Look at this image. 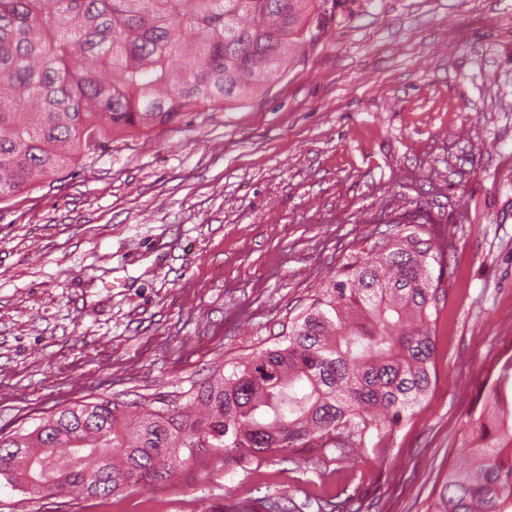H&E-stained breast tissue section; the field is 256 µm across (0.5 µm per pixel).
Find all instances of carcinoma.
<instances>
[{
  "label": "carcinoma",
  "mask_w": 512,
  "mask_h": 512,
  "mask_svg": "<svg viewBox=\"0 0 512 512\" xmlns=\"http://www.w3.org/2000/svg\"><path fill=\"white\" fill-rule=\"evenodd\" d=\"M328 0H0V201L77 164L116 136L147 134L264 88L305 44ZM382 253L354 251L273 347L129 419L109 399L76 403L30 432L0 434V477L44 497L144 484L197 449L251 455L391 431L435 376L444 251L401 224ZM512 356L468 416L464 463L430 512H512ZM317 512H359L319 499Z\"/></svg>",
  "instance_id": "obj_1"
}]
</instances>
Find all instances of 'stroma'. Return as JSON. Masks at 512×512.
<instances>
[{
	"mask_svg": "<svg viewBox=\"0 0 512 512\" xmlns=\"http://www.w3.org/2000/svg\"><path fill=\"white\" fill-rule=\"evenodd\" d=\"M421 218L446 246L436 378L353 454L202 453L146 487L0 512H426L512 356V0H335L253 97L113 141L0 201V434L188 390L271 346L344 257Z\"/></svg>",
	"mask_w": 512,
	"mask_h": 512,
	"instance_id": "stroma-1",
	"label": "stroma"
}]
</instances>
